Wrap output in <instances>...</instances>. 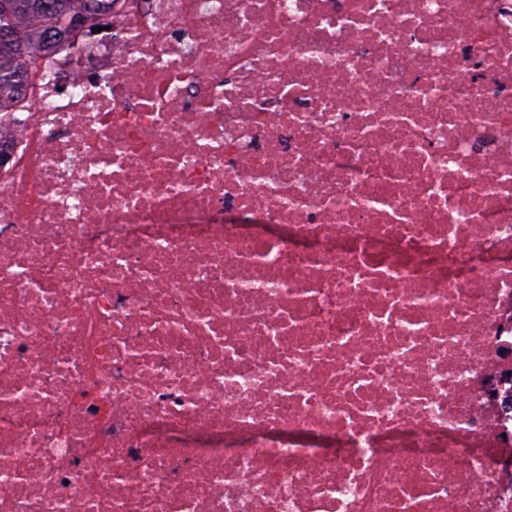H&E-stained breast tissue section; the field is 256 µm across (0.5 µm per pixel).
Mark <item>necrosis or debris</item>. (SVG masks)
I'll list each match as a JSON object with an SVG mask.
<instances>
[{"mask_svg":"<svg viewBox=\"0 0 512 512\" xmlns=\"http://www.w3.org/2000/svg\"><path fill=\"white\" fill-rule=\"evenodd\" d=\"M107 25L0 125V512H512V0Z\"/></svg>","mask_w":512,"mask_h":512,"instance_id":"obj_1","label":"necrosis or debris"}]
</instances>
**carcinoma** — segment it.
Wrapping results in <instances>:
<instances>
[{"instance_id": "cac0c4a2", "label": "carcinoma", "mask_w": 512, "mask_h": 512, "mask_svg": "<svg viewBox=\"0 0 512 512\" xmlns=\"http://www.w3.org/2000/svg\"><path fill=\"white\" fill-rule=\"evenodd\" d=\"M73 0H0V33H13L19 40L0 37V125L10 120L24 73L22 63L38 64L35 44L53 43L57 34L77 29L74 22H94L111 9V0H87L76 11Z\"/></svg>"}]
</instances>
